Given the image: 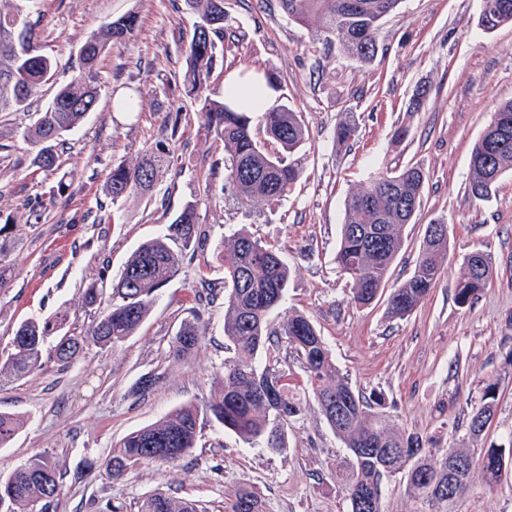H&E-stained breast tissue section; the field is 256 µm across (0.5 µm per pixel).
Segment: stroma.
Listing matches in <instances>:
<instances>
[{"mask_svg": "<svg viewBox=\"0 0 512 512\" xmlns=\"http://www.w3.org/2000/svg\"><path fill=\"white\" fill-rule=\"evenodd\" d=\"M227 62L235 69L269 72L309 130L302 174L276 208L242 205L221 193L224 152L207 134L193 99L170 88L186 68L194 17L183 0H41L40 41L55 57V83L41 88L31 111L0 113V215L15 218L6 259L16 272L0 289V354L12 350L21 321L64 316L67 327L87 332L98 310L83 302L96 279L117 278L144 241L167 233L188 201L200 200L206 231L194 258L184 259L146 321L120 348L89 347L67 365L48 362L20 381L0 385V412L24 426L0 448V470L41 455L64 471L55 512H97L106 502L139 512L144 497L164 492L193 500L199 512H228L237 490L250 488L264 512H349L336 480V464L350 454L315 402L288 429V448L272 455L240 441L209 417L200 419L192 454L175 465L149 463L110 479L106 457L129 432L184 403L205 407L217 391L224 363V302L200 304V283L222 285L220 254L232 232L245 228L279 248L293 270L284 311L315 321L336 365L353 389L380 394L384 410L403 431L449 448H512V173L489 198L468 192L469 155L496 104L512 97V23L494 32L478 24L481 0H403L380 30L376 61L363 67L338 51L313 47L306 27L289 21L276 0H224ZM139 16L133 37L110 45L100 74L106 91L94 112L59 145L60 168L33 165L36 150L23 136L37 109L70 76L81 42L128 12ZM427 96L412 98L418 86ZM143 90L138 111L112 104L124 87ZM184 107L188 123L178 134L179 163L152 198L115 204L103 186L113 160L139 159L170 136L171 112ZM356 120L359 141L336 150L332 130L340 116ZM407 126L408 138L393 132ZM415 164L428 174L423 203L404 229L405 246L392 266L388 288L412 272L425 228L447 224L448 268L407 318L392 319L385 300L356 307L334 257L346 201L370 176ZM72 175L71 195L49 221L30 224L24 206L44 196L61 173ZM480 249L494 276L467 306L455 301L463 259ZM200 319L205 343L184 360L169 346L186 320ZM152 375L146 394L136 385ZM497 386V409L486 431L471 437L468 418L488 384ZM384 512H433L407 491L399 470L382 482ZM451 512H512V465L497 485L474 474L469 492Z\"/></svg>", "mask_w": 512, "mask_h": 512, "instance_id": "stroma-1", "label": "stroma"}]
</instances>
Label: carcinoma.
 <instances>
[{"instance_id": "1", "label": "carcinoma", "mask_w": 512, "mask_h": 512, "mask_svg": "<svg viewBox=\"0 0 512 512\" xmlns=\"http://www.w3.org/2000/svg\"><path fill=\"white\" fill-rule=\"evenodd\" d=\"M39 0H8L0 9V112H25L31 98L54 78L58 62L38 49L37 22L31 21ZM198 17L186 51L182 94L198 101L207 133L224 150L221 191L242 204L262 202L274 207L287 197L300 176L297 157L309 132L299 113L280 104L268 112H245L224 97L201 96L219 61L224 44V0H184ZM402 0H278L288 20L311 28L313 45L338 48L353 61L368 65L378 54V34L383 20ZM481 12L493 13L502 23H512V0H482ZM138 16L127 13L93 32L80 46L71 80L56 88L50 102L27 128L25 139L38 147L34 165L44 171L58 167L56 146L80 125L98 104L100 64L110 44L132 37ZM137 89L113 102L117 112H134ZM357 124L347 117L336 122L335 146H352ZM178 157L159 143L133 165L112 164L105 192L116 204L135 194L150 192L160 173L177 167ZM512 172V99L500 102L469 159V194L485 199L507 172ZM427 173L418 166L382 171L351 193L345 206L336 268L351 285V301L365 307L384 290L389 272L404 247L403 229L421 209ZM70 184L59 180L48 201L28 204L26 223L39 224L47 210L68 195ZM435 220L426 226L411 275L393 289L387 314L403 319L411 315L435 287L448 266L450 241L438 231ZM170 234L150 239L132 252L111 288L92 281L83 291L84 302L102 310L86 335L64 330L65 318L28 319L18 325L13 352L0 356V381L22 379L43 368L47 338L64 331L54 346L57 361L70 363L94 345L105 350L121 346L146 320L157 297L178 272L184 257L204 239L199 203H186L169 225ZM224 289L202 285L213 301L224 295V339L235 352L224 362L220 388L206 412L244 442L276 455L288 448V427L301 418L302 395L288 383V372L278 368L284 348L293 350L307 376L308 394L326 422L349 451L351 463L342 475L349 512H383L381 482L384 476L408 468L407 489L433 506L448 505V487L462 496L469 489L475 463L492 486L512 461L503 448L481 449L474 460L468 448H451L432 461L428 440L404 433L381 411V397H366L353 390L339 372L320 330L301 312L279 323L272 313L288 293L291 270L280 252L245 230L235 231L224 247ZM465 273L455 286V301L471 304L493 276L487 255L474 250L464 257ZM205 340L199 321H185L170 345L177 360L193 354ZM496 389L485 387L481 402L471 412L469 431L483 433L494 415ZM23 427V420L0 413V448L7 447ZM199 409L182 405L158 421L127 434L112 450L106 473L114 478L144 463L174 464L197 445ZM64 473L58 465L38 455L7 473L0 472V512H52ZM140 512H197L192 501L156 492L141 504ZM230 512H263L259 497L247 488L236 492Z\"/></svg>"}]
</instances>
